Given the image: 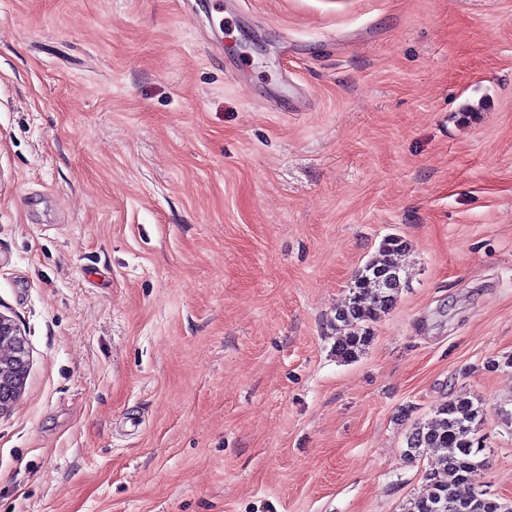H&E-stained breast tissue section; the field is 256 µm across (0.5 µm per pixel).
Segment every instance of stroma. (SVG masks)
Wrapping results in <instances>:
<instances>
[{"label":"stroma","instance_id":"obj_1","mask_svg":"<svg viewBox=\"0 0 512 512\" xmlns=\"http://www.w3.org/2000/svg\"><path fill=\"white\" fill-rule=\"evenodd\" d=\"M188 2L0 0V512H404L463 392L512 502V0ZM405 248L401 238H385L378 255L356 274L348 297L336 308L333 318L336 330H347L337 339L334 348L337 359L353 362L370 346L373 324L393 307L402 286L398 257ZM12 351L7 361L0 356V415L18 398L27 376L29 360L26 340L17 324L0 315V347Z\"/></svg>","mask_w":512,"mask_h":512}]
</instances>
